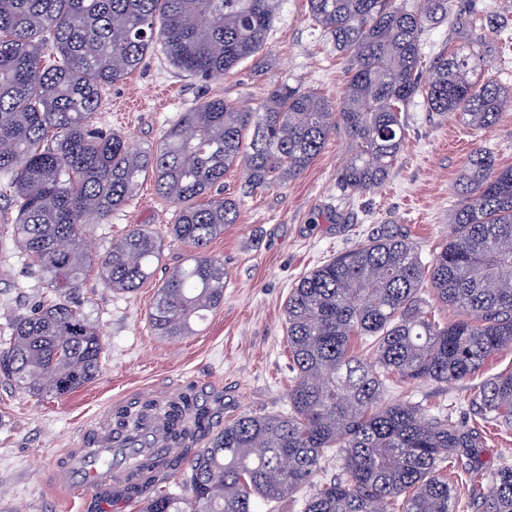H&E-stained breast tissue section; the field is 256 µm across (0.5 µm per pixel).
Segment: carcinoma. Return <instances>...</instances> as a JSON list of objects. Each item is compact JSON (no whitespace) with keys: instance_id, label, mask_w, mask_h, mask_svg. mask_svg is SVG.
<instances>
[{"instance_id":"1","label":"carcinoma","mask_w":512,"mask_h":512,"mask_svg":"<svg viewBox=\"0 0 512 512\" xmlns=\"http://www.w3.org/2000/svg\"><path fill=\"white\" fill-rule=\"evenodd\" d=\"M281 0H0L1 194L16 208V239L54 299L17 317L0 348V375L35 396L62 397L99 373L96 328L69 301L96 266L103 285L132 293L150 279L161 239L134 225L99 258L84 224L112 212L153 176L178 207L173 237L194 249L157 290L150 323L160 336L194 334L224 302V265L212 239L237 220L238 201L215 197L241 167L264 189L299 177L336 128L350 143L338 181L344 192L379 189L405 138L417 97L429 112L474 131L512 107V90L481 77L487 46L441 51L423 77L421 36L450 15L451 0H307L312 21L348 61L340 103L288 83L256 109L221 99L183 113L153 147L96 126L102 92L162 46L179 70L218 78L259 51ZM453 230L432 260L416 243L381 234L305 274L284 307L293 376L288 411L242 414L184 448L189 495L154 492L139 512H256L302 492L327 462L333 481L309 493L304 512H454L447 466L484 479L480 435L462 432L448 411L425 413L385 398L389 381H461L512 349V166L477 145L455 185ZM452 308L440 323L430 298ZM364 344L368 359L354 351ZM478 414L512 427V371L486 381L471 400ZM161 415L183 440L181 410L154 403L123 409L125 429ZM142 465L124 482L129 501L149 487ZM479 512H512V461L494 469Z\"/></svg>"}]
</instances>
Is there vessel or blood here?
<instances>
[{
	"label": "vessel or blood",
	"mask_w": 512,
	"mask_h": 512,
	"mask_svg": "<svg viewBox=\"0 0 512 512\" xmlns=\"http://www.w3.org/2000/svg\"><path fill=\"white\" fill-rule=\"evenodd\" d=\"M131 396L114 400L85 426L72 447L55 455L49 480L53 487L77 496H88L112 488L117 477L128 474L139 461L151 459L156 473L169 470V461L178 451L169 446L155 421L115 430L110 426L113 410L131 404Z\"/></svg>",
	"instance_id": "obj_1"
}]
</instances>
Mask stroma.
Here are the masks:
<instances>
[{
    "label": "stroma",
    "mask_w": 512,
    "mask_h": 512,
    "mask_svg": "<svg viewBox=\"0 0 512 512\" xmlns=\"http://www.w3.org/2000/svg\"><path fill=\"white\" fill-rule=\"evenodd\" d=\"M451 15L458 26L444 21L424 32L425 55L488 37L485 75L512 88V41L490 38L495 28L512 34V0H453ZM346 69L347 60L331 37L309 19L306 0H282L262 49L235 69L202 81L153 49L137 70L104 89L97 124L130 134L147 148L182 113L207 99L256 108L270 86L286 82L340 100ZM161 84L174 86L176 95L160 111L154 91ZM407 115L398 160L375 192L349 197L341 191L338 172L348 141L339 129L313 164L284 185L253 192L239 169L227 173L224 192L239 198L238 218L208 246L224 265V303L194 335L160 336L149 322L158 287L191 253L189 246L167 236L176 207L156 194L153 180H145L135 199L113 212L108 223L86 224L87 244L96 254L106 252L133 225H149L164 236L162 259L135 293L112 291L91 272L73 294L105 344L95 380L65 397L44 399L0 381V512H134L108 491L68 502L47 478L53 457L70 447L114 395L188 381L216 407L217 429L242 414L285 411L290 368L284 306L293 285L325 260L384 230L406 235L418 244L423 260H431L448 242L454 187L474 143H485L500 163L512 165V110L482 133L454 117L432 115L419 100L410 104ZM15 215L9 198L1 196L0 337L16 317L53 297L16 243ZM510 371L512 350L490 356L465 381H405L392 385L388 396L428 410L447 406L457 429L479 431L482 459L490 467L512 459V428L483 418L470 400L487 379Z\"/></svg>",
    "instance_id": "stroma-1"
}]
</instances>
